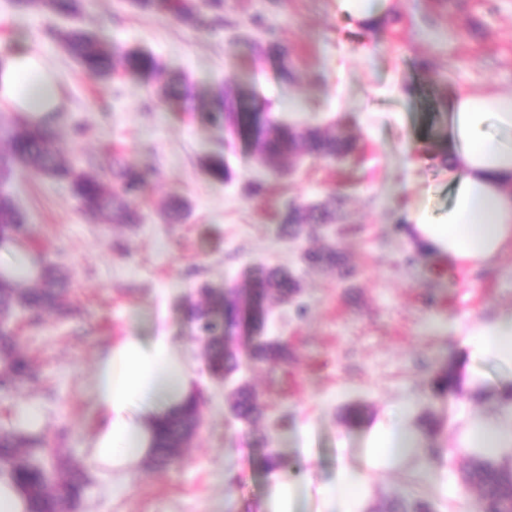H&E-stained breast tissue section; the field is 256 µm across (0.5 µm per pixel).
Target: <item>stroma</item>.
I'll use <instances>...</instances> for the list:
<instances>
[{
	"instance_id": "stroma-1",
	"label": "stroma",
	"mask_w": 512,
	"mask_h": 512,
	"mask_svg": "<svg viewBox=\"0 0 512 512\" xmlns=\"http://www.w3.org/2000/svg\"><path fill=\"white\" fill-rule=\"evenodd\" d=\"M258 13L287 48L292 78L283 79L252 41L232 40L221 28L197 30L126 0H81L71 21L0 0V47L29 35L66 91L56 145L66 156L103 164L117 152L151 174L137 201L142 224L87 220L67 182L34 168L7 184L28 217L33 250L68 275L73 314L33 325L15 313L12 335L40 379L0 393V430L18 400L40 402L46 447L87 482L74 512H259L272 479L260 465L265 448L281 456L282 474L312 463L329 476L364 463L372 426L407 401L432 413L438 442L450 448L462 425L491 411L492 402L463 386L433 398L432 373L451 367L490 388L512 382L511 365L470 357L459 346L474 322L512 309V246L496 266L468 271L414 250L399 230L411 205L433 222L447 217L444 102L461 91L512 95V0H393L370 28L337 15L336 0H224L229 21ZM72 27L114 52L153 53L157 76L105 82L84 71L49 37ZM167 83L184 84L186 95L161 97ZM220 89L230 98L251 93L271 117L301 129L341 126L356 148L336 160L302 156L292 174H278L232 125L208 122L201 107ZM218 153L231 172L223 183L204 169ZM256 180L265 186L258 197L247 190ZM337 198L343 220L328 240L280 238L285 206ZM174 200L190 202L187 223H164L160 212ZM117 239L124 252L113 250ZM328 243L354 268L349 284L333 268L302 262L306 249ZM264 264L294 271L307 315L273 306L264 333L287 344L291 360H246L235 373L265 411L247 427L231 415L224 384L210 371L194 310L201 285L241 288L247 271ZM159 320L194 366L200 425L193 447L166 465H141L116 494L110 476L92 473L85 453L97 424L95 366L113 339L151 336ZM348 405L361 411L356 424L340 416ZM396 496L432 499L436 512H474L477 501L476 492L453 485L435 491L413 466L371 471L363 506L382 510Z\"/></svg>"
}]
</instances>
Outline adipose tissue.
<instances>
[{
  "label": "adipose tissue",
  "instance_id": "obj_1",
  "mask_svg": "<svg viewBox=\"0 0 512 512\" xmlns=\"http://www.w3.org/2000/svg\"><path fill=\"white\" fill-rule=\"evenodd\" d=\"M0 101L36 121L63 110L65 91L56 69L23 41L0 51ZM449 110L447 219L436 224L426 213L410 214L407 233L454 264L490 266L512 244V97L460 93ZM466 344L473 354L512 364V310L476 325ZM194 388L187 352L162 333L120 337L100 357L93 389L100 423L87 458L96 473L112 475L114 491H123L152 455L159 426L193 397ZM414 413L408 402L375 426L368 440L372 466L401 468L421 456ZM458 445L489 456L511 448L512 405L470 420L458 434ZM363 482L360 471L347 467L319 483L284 476L265 508L298 512L303 500L315 498L320 502L315 512H359Z\"/></svg>",
  "mask_w": 512,
  "mask_h": 512
}]
</instances>
